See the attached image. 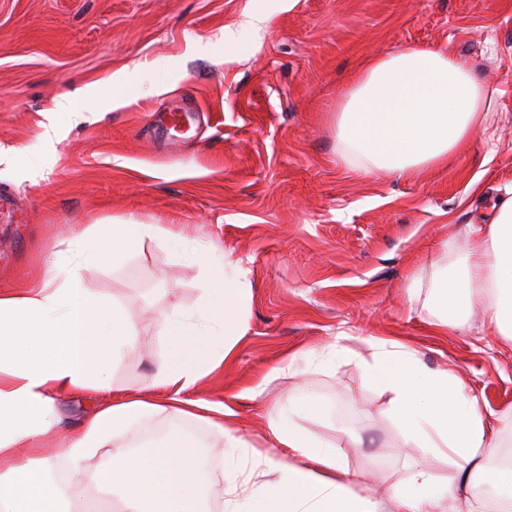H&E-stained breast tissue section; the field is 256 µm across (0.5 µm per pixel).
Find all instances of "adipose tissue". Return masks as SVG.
I'll return each mask as SVG.
<instances>
[{
	"mask_svg": "<svg viewBox=\"0 0 512 512\" xmlns=\"http://www.w3.org/2000/svg\"><path fill=\"white\" fill-rule=\"evenodd\" d=\"M494 92L447 49L419 46L369 62L336 106V142L350 167L400 176L447 161L485 126ZM184 233L161 224L117 220L95 227L91 247L82 235L68 242L70 261L40 287L0 294V512H79L85 485L95 482L121 512H382L381 501L350 486L345 442H326L298 428L293 415H321L319 401H289L288 418L269 431L287 460H272L245 440L235 411L188 393L227 360L246 332L251 299L239 264H215L200 301L201 321L168 320V346L145 394L113 395L112 371L135 350L139 331L117 303L77 288L74 271L109 258L124 260L134 241ZM460 270L439 269L431 282L414 279L409 301L430 288L429 311L438 328L465 323L482 305L497 335L512 340V201L495 206L489 223L469 225ZM370 354L335 345L372 383L390 393L391 409L410 448H424L450 474L412 467L389 493L393 512H482V489L512 499V466L496 464L500 431L477 397L445 369H430L415 349L388 339L371 341ZM98 394L93 411L70 436L61 434L55 401ZM209 414L224 444L228 497L216 504L205 490L207 447L185 434L146 446L122 448L132 425L158 415L183 419ZM64 452L69 471L54 482L47 465Z\"/></svg>",
	"mask_w": 512,
	"mask_h": 512,
	"instance_id": "obj_1",
	"label": "adipose tissue"
}]
</instances>
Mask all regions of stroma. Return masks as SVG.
<instances>
[{
    "label": "stroma",
    "mask_w": 512,
    "mask_h": 512,
    "mask_svg": "<svg viewBox=\"0 0 512 512\" xmlns=\"http://www.w3.org/2000/svg\"><path fill=\"white\" fill-rule=\"evenodd\" d=\"M423 44L496 88L486 129L438 167L350 169L334 124L344 87L370 60ZM116 77L119 104L59 111ZM168 105L201 113L190 138L157 126ZM0 193L13 201L0 214V292L40 280L78 229L115 219L186 229L204 258L240 263L246 333L190 398L232 406L252 441L289 397L320 401L325 419L295 422L330 442L361 435L346 459L359 494L385 497L414 464L442 478L448 468L405 447L388 395L353 362L320 363L338 334L362 348L402 342L463 378L496 427L512 423V348L478 316L437 331L406 297L412 276L445 263L443 245L462 247L467 225L512 197V0H0ZM204 258L146 238L123 262L77 269L78 287L120 303L140 330L116 390L141 389L168 317L196 313ZM258 383L260 402L240 397ZM184 430L211 444L206 494L221 501L224 447L205 422L135 427L146 441Z\"/></svg>",
    "instance_id": "1"
}]
</instances>
